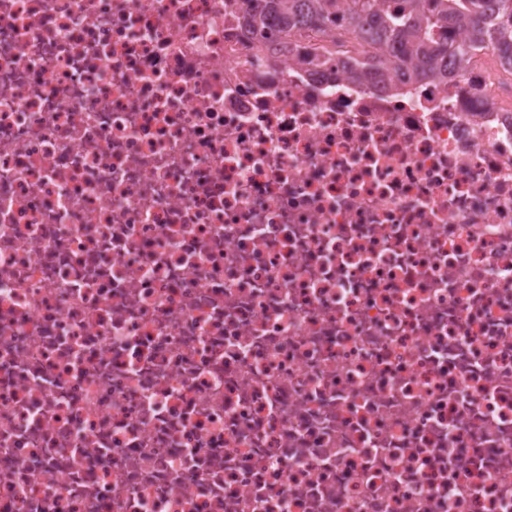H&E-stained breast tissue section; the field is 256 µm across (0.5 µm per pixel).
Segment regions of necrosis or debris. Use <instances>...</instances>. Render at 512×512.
Segmentation results:
<instances>
[{
	"mask_svg": "<svg viewBox=\"0 0 512 512\" xmlns=\"http://www.w3.org/2000/svg\"><path fill=\"white\" fill-rule=\"evenodd\" d=\"M241 15L0 0V512H512V69Z\"/></svg>",
	"mask_w": 512,
	"mask_h": 512,
	"instance_id": "4bbe7bcc",
	"label": "necrosis or debris"
}]
</instances>
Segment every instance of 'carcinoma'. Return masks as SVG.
Wrapping results in <instances>:
<instances>
[{"label": "carcinoma", "mask_w": 512, "mask_h": 512, "mask_svg": "<svg viewBox=\"0 0 512 512\" xmlns=\"http://www.w3.org/2000/svg\"><path fill=\"white\" fill-rule=\"evenodd\" d=\"M250 25L273 54L283 38L339 24L370 43L367 61H343L360 83L381 64L403 65L419 80L453 77L482 51L512 62V0H244Z\"/></svg>", "instance_id": "cac0c4a2"}]
</instances>
